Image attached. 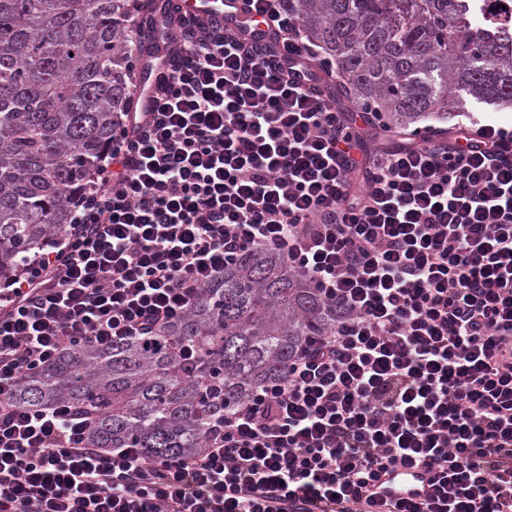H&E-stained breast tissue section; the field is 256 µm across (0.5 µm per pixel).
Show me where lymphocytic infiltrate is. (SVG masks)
Returning <instances> with one entry per match:
<instances>
[{"instance_id":"obj_1","label":"lymphocytic infiltrate","mask_w":512,"mask_h":512,"mask_svg":"<svg viewBox=\"0 0 512 512\" xmlns=\"http://www.w3.org/2000/svg\"><path fill=\"white\" fill-rule=\"evenodd\" d=\"M249 25L186 26L142 112L0 288V512H373L396 469L430 492L384 512H512V129L459 122L369 149L280 0ZM279 45L264 48L258 24ZM280 253L336 308L280 377L192 456L92 448L89 416L13 396L85 345L184 317L248 252Z\"/></svg>"}]
</instances>
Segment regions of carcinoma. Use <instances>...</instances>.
I'll use <instances>...</instances> for the list:
<instances>
[{"mask_svg":"<svg viewBox=\"0 0 512 512\" xmlns=\"http://www.w3.org/2000/svg\"><path fill=\"white\" fill-rule=\"evenodd\" d=\"M475 0H283L288 15L344 73L336 97L377 114L387 133L439 119L464 96L512 106V21L478 27ZM164 0H0V279L72 219L123 113L134 59L128 23ZM336 309L277 252L243 256L162 335L108 352L78 348L17 390L21 405L66 402L92 416V448L195 455L224 382V408L281 376ZM198 360L186 366L182 343Z\"/></svg>","mask_w":512,"mask_h":512,"instance_id":"1","label":"carcinoma"}]
</instances>
